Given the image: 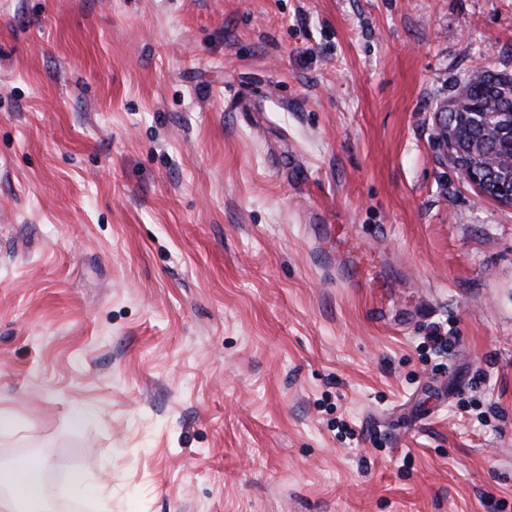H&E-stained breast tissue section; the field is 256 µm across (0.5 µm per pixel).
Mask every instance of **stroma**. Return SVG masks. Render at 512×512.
<instances>
[{"label":"stroma","mask_w":512,"mask_h":512,"mask_svg":"<svg viewBox=\"0 0 512 512\" xmlns=\"http://www.w3.org/2000/svg\"><path fill=\"white\" fill-rule=\"evenodd\" d=\"M487 68L512 0H0V469L48 512H512V208L435 122ZM347 236L342 230L336 227V252L332 249L324 250L323 257L327 262L336 265V271L339 273V278L348 286H361L369 276L371 263H378L380 256L373 254L371 249L364 248L361 251V256L356 257L348 262H344L341 258L340 246L342 243H347ZM395 284L384 278L383 276H379L376 279H373L370 284L369 288H374L371 292V303L368 307V310L370 312V315L373 317L374 320L380 321L381 320V307L379 306V302L384 298L385 293L390 291V288H394ZM45 468L46 463L41 462L38 465L0 471V485L11 488L14 496L12 509H7L8 511H20L19 505L23 503L39 502Z\"/></svg>","instance_id":"stroma-1"}]
</instances>
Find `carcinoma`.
Instances as JSON below:
<instances>
[{
	"label": "carcinoma",
	"instance_id": "1",
	"mask_svg": "<svg viewBox=\"0 0 512 512\" xmlns=\"http://www.w3.org/2000/svg\"><path fill=\"white\" fill-rule=\"evenodd\" d=\"M448 126V162L454 167L483 168L493 175L487 192L502 197L512 187V74L483 70L454 86Z\"/></svg>",
	"mask_w": 512,
	"mask_h": 512
}]
</instances>
